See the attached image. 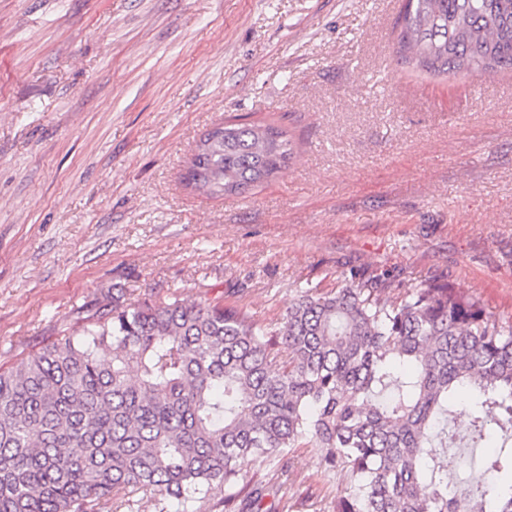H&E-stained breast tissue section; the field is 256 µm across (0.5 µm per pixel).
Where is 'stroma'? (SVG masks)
Returning <instances> with one entry per match:
<instances>
[{
	"label": "stroma",
	"mask_w": 512,
	"mask_h": 512,
	"mask_svg": "<svg viewBox=\"0 0 512 512\" xmlns=\"http://www.w3.org/2000/svg\"><path fill=\"white\" fill-rule=\"evenodd\" d=\"M404 0H0V368L81 328L112 285L279 324L345 276L451 282L512 317V72L398 65ZM231 118L295 157L241 195L187 188ZM287 512L344 471L285 457Z\"/></svg>",
	"instance_id": "35a3bbf8"
}]
</instances>
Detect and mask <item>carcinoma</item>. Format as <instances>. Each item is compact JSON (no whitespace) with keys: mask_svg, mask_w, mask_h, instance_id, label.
<instances>
[{"mask_svg":"<svg viewBox=\"0 0 512 512\" xmlns=\"http://www.w3.org/2000/svg\"><path fill=\"white\" fill-rule=\"evenodd\" d=\"M398 62L434 76L512 71V0H405ZM294 155L272 124L224 122L185 185L238 195ZM92 320L0 371V512H86L129 488L183 510L277 512L276 475L312 448L349 487L335 512H512V323L448 283L308 288L270 328L219 301L101 294ZM458 403L465 431L448 428ZM494 452L465 497L448 445ZM273 476L239 486L243 467Z\"/></svg>","mask_w":512,"mask_h":512,"instance_id":"obj_1","label":"carcinoma"}]
</instances>
